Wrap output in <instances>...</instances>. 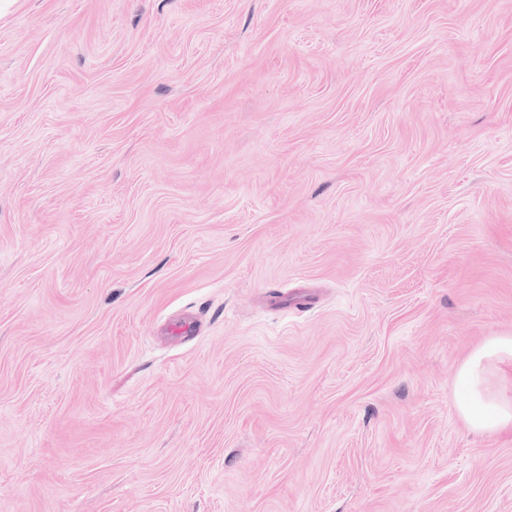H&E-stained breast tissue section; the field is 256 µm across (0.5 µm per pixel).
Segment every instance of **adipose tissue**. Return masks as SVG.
Here are the masks:
<instances>
[{"label": "adipose tissue", "instance_id": "1", "mask_svg": "<svg viewBox=\"0 0 512 512\" xmlns=\"http://www.w3.org/2000/svg\"><path fill=\"white\" fill-rule=\"evenodd\" d=\"M456 410L476 436L512 431V336H490L454 370Z\"/></svg>", "mask_w": 512, "mask_h": 512}]
</instances>
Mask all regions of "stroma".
<instances>
[{
	"instance_id": "1",
	"label": "stroma",
	"mask_w": 512,
	"mask_h": 512,
	"mask_svg": "<svg viewBox=\"0 0 512 512\" xmlns=\"http://www.w3.org/2000/svg\"><path fill=\"white\" fill-rule=\"evenodd\" d=\"M497 335L512 0H0V512H512ZM456 410L476 436L512 431V336H489L454 370Z\"/></svg>"
}]
</instances>
